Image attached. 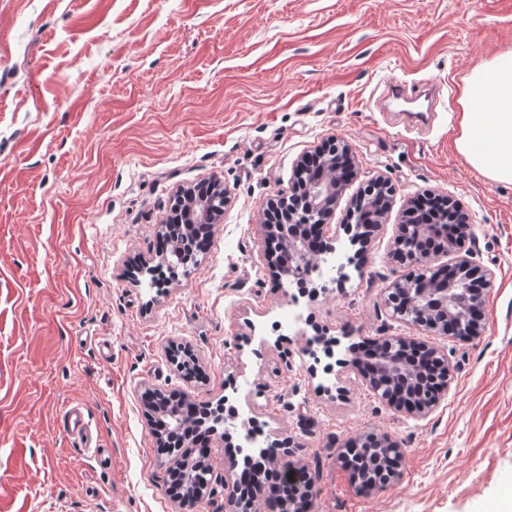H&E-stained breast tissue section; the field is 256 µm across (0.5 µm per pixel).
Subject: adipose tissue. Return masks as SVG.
I'll return each instance as SVG.
<instances>
[{"mask_svg": "<svg viewBox=\"0 0 512 512\" xmlns=\"http://www.w3.org/2000/svg\"><path fill=\"white\" fill-rule=\"evenodd\" d=\"M484 102L475 111L474 102ZM457 151L489 181L512 184V50L485 60L463 79Z\"/></svg>", "mask_w": 512, "mask_h": 512, "instance_id": "1", "label": "adipose tissue"}]
</instances>
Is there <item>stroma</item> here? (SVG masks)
I'll return each instance as SVG.
<instances>
[{
  "label": "stroma",
  "instance_id": "stroma-1",
  "mask_svg": "<svg viewBox=\"0 0 512 512\" xmlns=\"http://www.w3.org/2000/svg\"><path fill=\"white\" fill-rule=\"evenodd\" d=\"M512 50V0H0V512H181L146 390L222 405L278 464L315 470L310 512H487L512 487V184L461 156L463 78ZM383 81L431 83L429 127L391 118ZM338 139L354 175L324 230L340 234L372 178L393 195L341 294L293 300L267 255L270 201L300 158ZM220 176L224 215L194 265L162 288L158 263L180 189ZM470 215L461 247L492 275L484 330L462 340L401 320L386 289L413 273L393 253L413 199ZM336 355L387 336L440 348L448 391L397 410ZM187 348L199 368L178 370ZM88 441L64 426L69 408ZM377 433L398 476L367 487L344 460ZM237 437L213 435L220 485L193 512H225Z\"/></svg>",
  "mask_w": 512,
  "mask_h": 512
}]
</instances>
